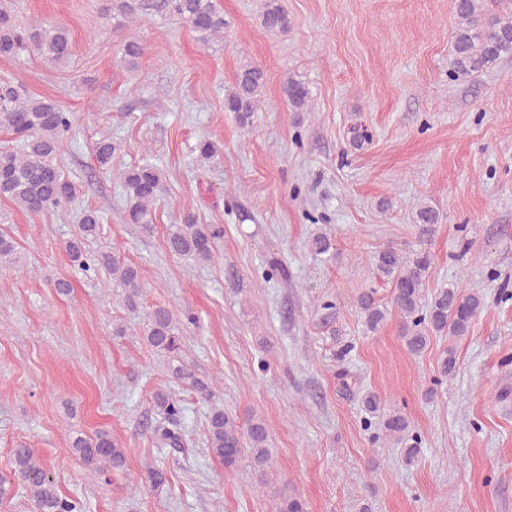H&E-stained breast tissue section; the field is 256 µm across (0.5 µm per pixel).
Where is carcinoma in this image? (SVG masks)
Here are the masks:
<instances>
[{
	"mask_svg": "<svg viewBox=\"0 0 512 512\" xmlns=\"http://www.w3.org/2000/svg\"><path fill=\"white\" fill-rule=\"evenodd\" d=\"M170 14L184 21L198 39L208 44L224 36V13L215 0H113L112 11L132 19L143 10ZM457 25L452 34L449 54V75L453 78L478 76L499 60L512 57V0H455ZM261 24L268 31L288 28V15L279 0H265ZM71 51L69 31L61 25H34L22 29L0 2V56L15 57L23 52L59 61ZM265 85V72L259 65L243 69L236 77L235 87L224 97V109L233 112L241 126L253 122L254 112ZM283 93L294 112L307 110L309 90L304 82L293 77L284 83ZM0 126L7 127L21 143L18 151H0V198L13 202L29 213H40L73 202L77 189L55 163L73 126V115L51 100L28 95L7 82H0ZM119 145L102 139L93 152L98 168L109 170ZM124 189L128 224L153 223L154 209L165 190L163 170L145 162L128 166L118 172ZM102 217L95 209L83 212L81 224L73 237L64 242V249L73 265L84 275L107 271L123 292L125 305L136 310L143 294L140 269L121 258L117 249L91 254L85 244L98 236ZM439 213L425 202L416 204L413 224L418 229L420 243L433 235ZM223 229L215 224H199L191 215L182 224H173L166 246L173 255L190 256L199 263L215 259V240ZM311 253L321 256L330 252L329 232L318 229L308 243ZM0 261L18 263L15 241L0 232ZM426 249L406 253L395 247H385L374 256L378 276L392 288V308L399 316L400 336L407 351L417 356L423 352L429 337L438 336L454 341L469 333L474 319L485 305L478 291L463 294L456 288H441L430 301L422 302L423 285L431 269ZM363 323L374 333L387 319L388 309L376 302L373 294L357 297ZM195 317L180 318L165 306H156L147 313L142 337L146 345L174 358L169 365L172 379L209 406L207 443L211 453L231 471L238 466L244 450H249L254 471L261 483L268 482L272 450L265 422L254 414L241 419L218 403L216 384L198 376L178 360L186 324ZM456 352L452 346L443 350L439 373L443 380L454 376ZM154 403L161 420L147 426L152 440L170 448L185 447L180 419L184 412L182 400L167 391H157ZM381 397L369 392L362 397V411L382 417L386 436L402 445L405 465L411 466L422 453L421 435L412 431L403 412L381 407ZM69 448L81 461L103 473L124 467L125 449L107 430H98L92 437L76 435L69 439ZM13 476L23 484L33 502L35 512H79L76 501L61 496L53 481L34 455L32 449H13Z\"/></svg>",
	"mask_w": 512,
	"mask_h": 512,
	"instance_id": "cac0c4a2",
	"label": "carcinoma"
}]
</instances>
